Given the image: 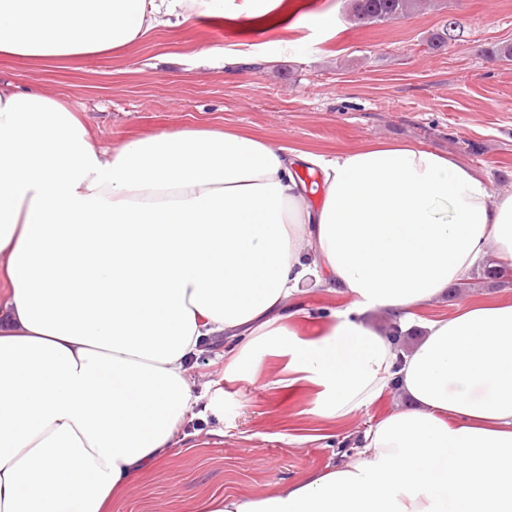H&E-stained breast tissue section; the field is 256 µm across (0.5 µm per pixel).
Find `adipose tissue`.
I'll list each match as a JSON object with an SVG mask.
<instances>
[{
  "mask_svg": "<svg viewBox=\"0 0 512 512\" xmlns=\"http://www.w3.org/2000/svg\"><path fill=\"white\" fill-rule=\"evenodd\" d=\"M184 2L0 0V56L102 55ZM489 256L512 267V191L451 156L298 154L225 129L110 150L61 102L0 83V512H104L180 444L211 336L229 382L286 358L274 386H317L319 418L398 402L349 461L208 512H512V303L420 316ZM309 280L348 303L303 336L290 300ZM374 313L418 341L397 349Z\"/></svg>",
  "mask_w": 512,
  "mask_h": 512,
  "instance_id": "adipose-tissue-1",
  "label": "adipose tissue"
}]
</instances>
